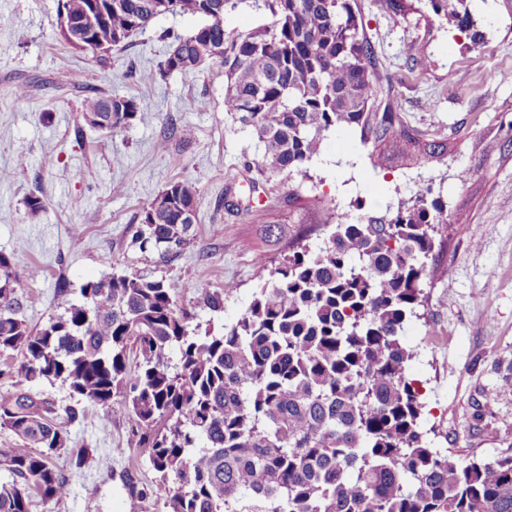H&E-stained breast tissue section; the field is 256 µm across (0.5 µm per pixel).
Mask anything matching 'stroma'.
Segmentation results:
<instances>
[{
    "label": "stroma",
    "mask_w": 512,
    "mask_h": 512,
    "mask_svg": "<svg viewBox=\"0 0 512 512\" xmlns=\"http://www.w3.org/2000/svg\"><path fill=\"white\" fill-rule=\"evenodd\" d=\"M60 0H0V251L13 254V286L31 329L80 299L87 281L112 273L165 278L178 306L201 329L221 331L248 306L267 278L258 256L278 263L290 237L318 246L329 235L325 205L347 209L360 197L382 211L432 184L452 227L437 235L433 262L450 280L426 281L422 302L405 325L414 357L408 374L424 408L421 426L433 448L457 457L512 453V6L474 0L485 42L471 43L422 0L421 16L402 17L382 0H359L363 25L384 77L378 105L394 100L404 122L446 140L448 155L422 167L394 161L373 168L356 133L328 132L310 166L311 180H287L262 165L263 146L224 112V69L210 63L151 83L143 70L164 60L165 33L201 25L191 16L155 19L105 58L71 48L57 35ZM426 43L420 63L410 45ZM135 98L142 118L110 133L77 129L80 96L70 84ZM27 84L18 97L15 87ZM168 138V152L156 144ZM467 172L460 180L459 172ZM174 180L198 193L194 237L163 263L140 252L133 234L140 214ZM121 193H113V185ZM46 208L28 213L29 195ZM284 221L279 240L265 223ZM237 291L220 312L200 302L194 285ZM69 441L54 458L68 482L59 501L32 497L30 512H160L143 497L155 472L147 456L126 454L131 432L118 415L94 407L64 423ZM82 448L96 455L78 462Z\"/></svg>",
    "instance_id": "stroma-1"
}]
</instances>
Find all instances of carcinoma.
<instances>
[{
  "label": "carcinoma",
  "mask_w": 512,
  "mask_h": 512,
  "mask_svg": "<svg viewBox=\"0 0 512 512\" xmlns=\"http://www.w3.org/2000/svg\"><path fill=\"white\" fill-rule=\"evenodd\" d=\"M100 17L84 46L112 47L164 14L205 23L174 37L182 55L157 75L224 67V112L250 127L274 175L311 179L310 165L332 129L357 130L374 147L390 138L413 148L424 166L445 157L443 140L410 129L397 105L375 108L383 76L364 31L358 0H253L272 21L247 31L224 27L225 11L247 0H99ZM417 0H385L396 15L420 12ZM472 0H432L451 27L475 45L484 39ZM112 110L92 124L88 113ZM145 112L132 97L89 89L78 127L112 132ZM197 192L169 183L143 212L134 241L159 259L176 258L193 237L183 215ZM328 240L299 237L288 255L224 331L199 335L164 278L104 276L80 288L82 301L29 328L12 287L13 258L0 252V356L18 351L28 382L68 386L75 422L91 405L124 415L129 452H148L157 479L143 496L164 512H512V454L464 461L441 452L421 429L423 404L407 364L414 352L405 324L422 302L435 234L446 205L419 184L383 212L335 216ZM238 285L199 286L209 310H224ZM177 352L176 363L168 354ZM135 355V368L129 367ZM55 402L42 392H0V428L26 443L0 448V512H29L35 493L58 501L68 484L52 463L66 447Z\"/></svg>",
  "instance_id": "cac0c4a2"
}]
</instances>
